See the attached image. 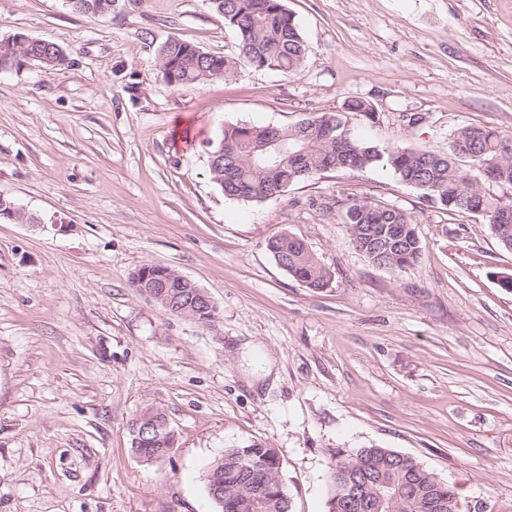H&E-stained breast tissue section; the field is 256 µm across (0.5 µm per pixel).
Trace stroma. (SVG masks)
<instances>
[{
    "mask_svg": "<svg viewBox=\"0 0 512 512\" xmlns=\"http://www.w3.org/2000/svg\"><path fill=\"white\" fill-rule=\"evenodd\" d=\"M308 47L286 75L239 68L177 87L157 43L226 57L209 0H0V39L58 43L75 64L0 69V512H216L225 449L275 448L292 512H327L331 452L377 444L459 489L460 512H512V250L486 216L451 214L382 166L326 172L244 203L209 175L229 124L287 127L366 99L379 148L443 152L458 128L512 135V0H285ZM419 116L418 124L407 122ZM403 210L421 262H369L336 207ZM302 238L330 270L312 290L269 240ZM160 264L212 298L213 319L166 314L132 288ZM162 409L170 455L143 462L129 425Z\"/></svg>",
    "mask_w": 512,
    "mask_h": 512,
    "instance_id": "stroma-1",
    "label": "stroma"
}]
</instances>
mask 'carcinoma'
<instances>
[{
	"label": "carcinoma",
	"instance_id": "cac0c4a2",
	"mask_svg": "<svg viewBox=\"0 0 512 512\" xmlns=\"http://www.w3.org/2000/svg\"><path fill=\"white\" fill-rule=\"evenodd\" d=\"M115 0H75L71 9L99 17L102 3ZM224 15V23L238 37L235 58H195L187 49L192 42L169 38L157 46L164 80L174 86H190L213 79H229L241 66L270 69L285 74L298 72L306 62L307 46L294 15L284 0H210ZM61 46L42 39L26 46L25 53L45 56L43 68ZM375 120L376 111L366 100H353L342 112H323L277 129L278 146L269 145L265 127L230 124L211 152L209 173L224 194L243 202H261L287 192L291 185L326 171L360 170L378 164L390 169L402 182L422 192V197L448 213H472L482 206L499 243L512 250V197L493 196L482 183L512 189V137L493 129L465 126L452 135L442 153L374 143L351 134L349 115ZM339 214L349 225L355 247L373 260L382 255L387 269L402 272L422 259V247L410 217L393 205L371 197L341 200ZM288 263L287 273L306 287L322 289L331 282L330 271L309 246L283 235L268 243ZM170 432L151 437L150 444L134 448L146 462L164 459L171 451ZM329 471L331 496L328 512H363L346 500L344 488L357 487L364 497H374L389 485L374 512H448V500L457 489L427 469L415 457L377 445L336 449ZM224 486V503L217 512H291V499L281 473L278 452L252 441L228 448L210 464L205 489Z\"/></svg>",
	"mask_w": 512,
	"mask_h": 512
}]
</instances>
